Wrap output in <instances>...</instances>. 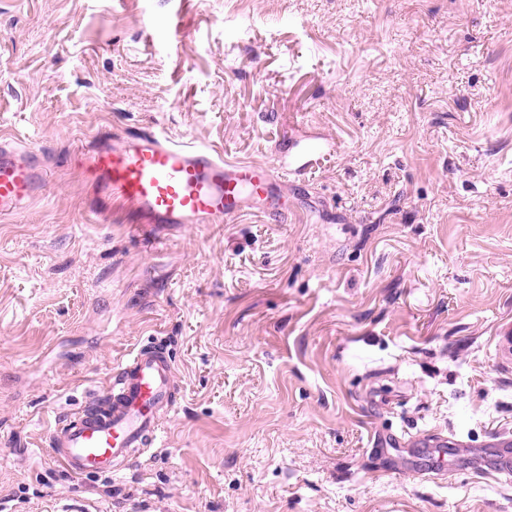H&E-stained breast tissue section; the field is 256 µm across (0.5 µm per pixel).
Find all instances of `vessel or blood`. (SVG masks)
Masks as SVG:
<instances>
[{"instance_id":"obj_1","label":"vessel or blood","mask_w":512,"mask_h":512,"mask_svg":"<svg viewBox=\"0 0 512 512\" xmlns=\"http://www.w3.org/2000/svg\"><path fill=\"white\" fill-rule=\"evenodd\" d=\"M327 141L288 161L232 163L206 144L154 130L121 142L103 137L82 154L81 174L101 215L121 201L142 234L154 238L183 224H221L274 201L293 174L334 152ZM47 175L36 148L0 137V216L22 214L40 196ZM181 397L167 348L150 342L120 361L93 402L58 420L48 435L52 461L70 475L112 476L157 447L163 422Z\"/></svg>"}]
</instances>
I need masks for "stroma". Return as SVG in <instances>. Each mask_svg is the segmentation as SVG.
<instances>
[{
	"label": "stroma",
	"mask_w": 512,
	"mask_h": 512,
	"mask_svg": "<svg viewBox=\"0 0 512 512\" xmlns=\"http://www.w3.org/2000/svg\"><path fill=\"white\" fill-rule=\"evenodd\" d=\"M158 126L337 151L284 222L149 245L78 158ZM1 131L50 166L0 218V512H512V457L474 455L512 432V0H0ZM155 339L158 447L70 477L49 428Z\"/></svg>",
	"instance_id": "1"
}]
</instances>
